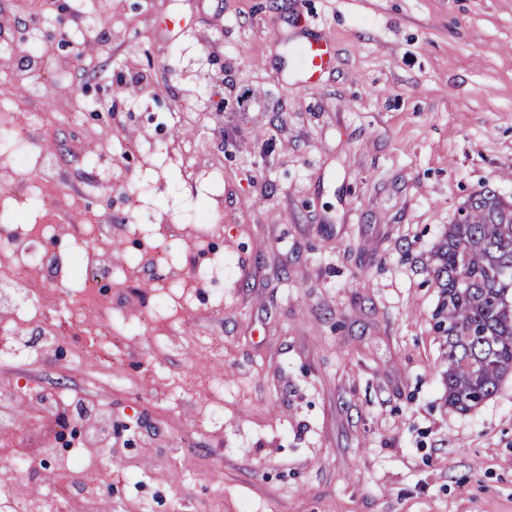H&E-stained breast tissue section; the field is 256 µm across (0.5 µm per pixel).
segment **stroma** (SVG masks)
Wrapping results in <instances>:
<instances>
[{
  "label": "stroma",
  "mask_w": 512,
  "mask_h": 512,
  "mask_svg": "<svg viewBox=\"0 0 512 512\" xmlns=\"http://www.w3.org/2000/svg\"><path fill=\"white\" fill-rule=\"evenodd\" d=\"M486 191L512 0H0L11 512H512L428 273ZM335 61V52L330 37L309 43L300 52L299 69L305 80L313 81Z\"/></svg>",
  "instance_id": "35a3bbf8"
}]
</instances>
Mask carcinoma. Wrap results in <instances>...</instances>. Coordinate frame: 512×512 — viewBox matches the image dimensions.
<instances>
[{
  "label": "carcinoma",
  "mask_w": 512,
  "mask_h": 512,
  "mask_svg": "<svg viewBox=\"0 0 512 512\" xmlns=\"http://www.w3.org/2000/svg\"><path fill=\"white\" fill-rule=\"evenodd\" d=\"M435 327L448 344V406L468 412L512 373V207L479 195L435 253Z\"/></svg>",
  "instance_id": "cac0c4a2"
}]
</instances>
